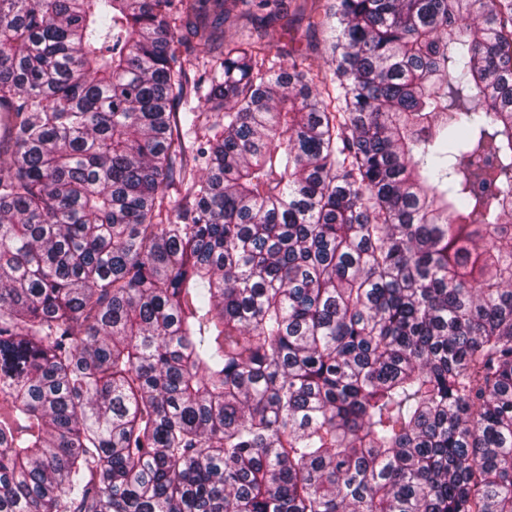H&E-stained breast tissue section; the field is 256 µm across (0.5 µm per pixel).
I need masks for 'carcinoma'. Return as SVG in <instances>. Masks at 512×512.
Segmentation results:
<instances>
[{
  "mask_svg": "<svg viewBox=\"0 0 512 512\" xmlns=\"http://www.w3.org/2000/svg\"><path fill=\"white\" fill-rule=\"evenodd\" d=\"M293 2L0 0V512H512V0ZM266 40L271 41L273 45H283L292 40V45L307 51L311 56V62L314 67L324 66L325 60L321 54L322 35L317 29L311 28L307 31V21H304L299 27L291 30L288 35L281 29L280 25L268 29Z\"/></svg>",
  "mask_w": 512,
  "mask_h": 512,
  "instance_id": "carcinoma-1",
  "label": "carcinoma"
}]
</instances>
